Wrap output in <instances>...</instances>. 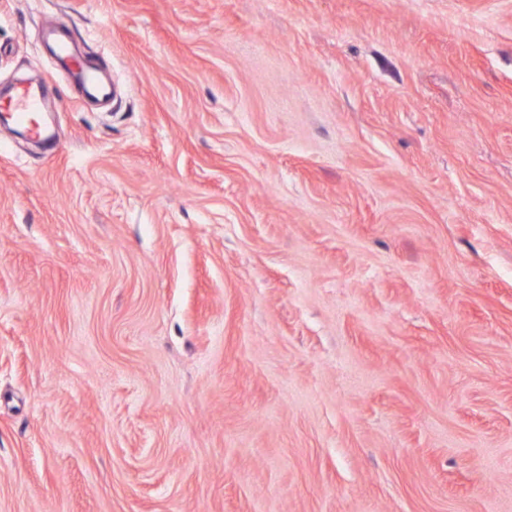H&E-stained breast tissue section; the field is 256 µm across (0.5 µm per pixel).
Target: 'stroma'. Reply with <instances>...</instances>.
<instances>
[{
  "mask_svg": "<svg viewBox=\"0 0 512 512\" xmlns=\"http://www.w3.org/2000/svg\"><path fill=\"white\" fill-rule=\"evenodd\" d=\"M28 76L0 512H512V0H0Z\"/></svg>",
  "mask_w": 512,
  "mask_h": 512,
  "instance_id": "obj_1",
  "label": "stroma"
}]
</instances>
